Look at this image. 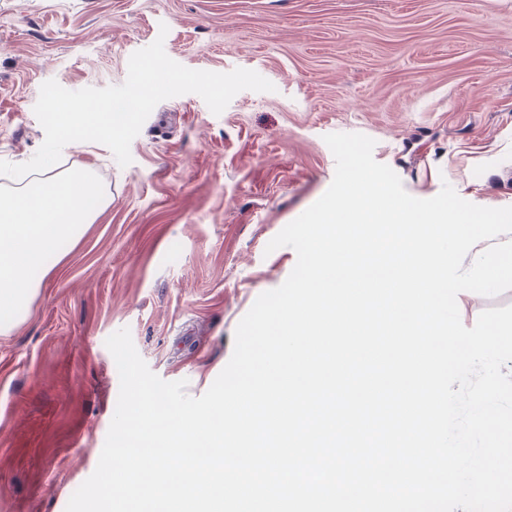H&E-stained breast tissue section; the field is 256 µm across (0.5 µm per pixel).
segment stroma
I'll return each mask as SVG.
<instances>
[{"label":"stroma","instance_id":"stroma-1","mask_svg":"<svg viewBox=\"0 0 512 512\" xmlns=\"http://www.w3.org/2000/svg\"><path fill=\"white\" fill-rule=\"evenodd\" d=\"M163 24L174 61L274 89L218 115L192 93L162 101L125 167L98 143L64 148L59 170L96 174L108 204L0 334V512H65L96 469L115 331L163 380L208 390L239 321L295 266L266 246L330 186L324 135L373 138L414 197L447 182L512 206V0H0V160L41 146L45 81L122 84Z\"/></svg>","mask_w":512,"mask_h":512}]
</instances>
